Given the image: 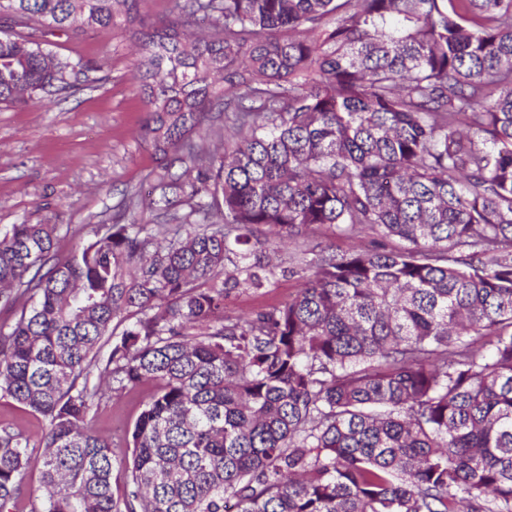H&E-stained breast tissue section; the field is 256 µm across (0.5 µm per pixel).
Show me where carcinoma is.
<instances>
[{
    "mask_svg": "<svg viewBox=\"0 0 512 512\" xmlns=\"http://www.w3.org/2000/svg\"><path fill=\"white\" fill-rule=\"evenodd\" d=\"M176 9L134 60L144 136L222 221L112 224L66 260L57 224L0 235V397L42 419L0 426V512H512V0ZM2 12L13 108L77 89L38 32L141 25L139 0ZM364 225L378 248L313 250L290 301L224 316L283 241ZM145 383L119 455L91 421Z\"/></svg>",
    "mask_w": 512,
    "mask_h": 512,
    "instance_id": "carcinoma-1",
    "label": "carcinoma"
}]
</instances>
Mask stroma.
I'll use <instances>...</instances> for the list:
<instances>
[{
    "mask_svg": "<svg viewBox=\"0 0 512 512\" xmlns=\"http://www.w3.org/2000/svg\"><path fill=\"white\" fill-rule=\"evenodd\" d=\"M44 50L81 63L80 88L69 97L37 95L22 109L0 107V233L14 224H63L57 250L71 257L94 236L97 225L113 220L154 224L157 211L129 209L128 199L181 175L182 168L155 156L142 138L148 118L133 67L135 43L123 25L87 30L77 35L49 34ZM378 243L370 227L346 234L322 227L299 243H287L275 255L280 268L260 289L232 292L228 315L251 313L279 305L295 294L290 268L307 250H369ZM154 391L146 383L122 392L98 408L91 425L122 441Z\"/></svg>",
    "mask_w": 512,
    "mask_h": 512,
    "instance_id": "35a3bbf8",
    "label": "stroma"
}]
</instances>
